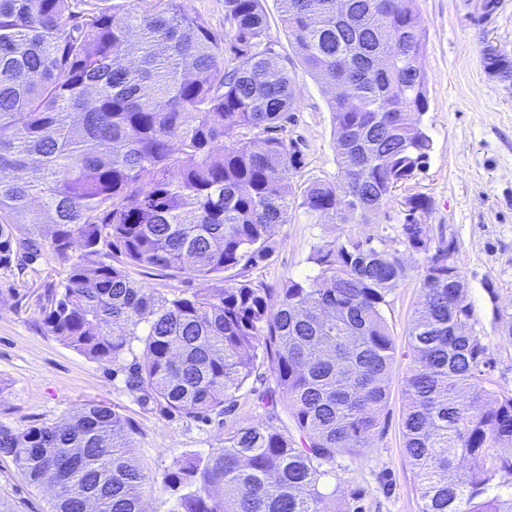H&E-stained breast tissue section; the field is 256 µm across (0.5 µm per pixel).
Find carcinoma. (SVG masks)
<instances>
[{"label": "carcinoma", "instance_id": "cac0c4a2", "mask_svg": "<svg viewBox=\"0 0 512 512\" xmlns=\"http://www.w3.org/2000/svg\"><path fill=\"white\" fill-rule=\"evenodd\" d=\"M344 2L338 13L336 0H280L308 73L345 85L328 99L338 178L310 182L298 202L288 174L299 151L271 135L297 98L262 0H224L222 35L183 0H0V267L43 250L68 266L41 301L43 324L121 369L142 403L222 415L265 364V403L281 395L300 435L242 426L222 448L182 455L165 475L171 512H349L321 487L379 428L395 359L384 308L408 253L426 255L402 423L421 512H512V395L483 385L467 284L423 225H400L402 250L317 245L308 281L225 283L269 256L293 211L367 224L429 158L415 119L428 109L417 0ZM484 58L512 74L507 53ZM236 129L243 138L224 146ZM134 266L203 287L169 297L134 281ZM134 431L87 402L61 422H0V457L52 490L49 512H145Z\"/></svg>", "mask_w": 512, "mask_h": 512}]
</instances>
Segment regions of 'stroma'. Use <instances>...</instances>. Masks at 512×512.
Instances as JSON below:
<instances>
[{"label": "stroma", "mask_w": 512, "mask_h": 512, "mask_svg": "<svg viewBox=\"0 0 512 512\" xmlns=\"http://www.w3.org/2000/svg\"><path fill=\"white\" fill-rule=\"evenodd\" d=\"M269 40L277 61L295 76L298 108L279 137L298 144L301 163L291 172L296 192L314 180L338 176L327 89L296 55L280 21L279 0H263ZM427 35L420 66L427 77L429 108L422 122L433 140L425 167L395 190L369 224H313L303 213L273 233L274 249L247 271L254 284L300 281L317 273L314 247L337 237L372 239L398 247L404 201L427 197L421 222L432 245L453 242L454 261L474 308L470 331L487 348L486 385L512 393V343L502 339L501 315L512 313V79L490 74L486 46L512 55V0H418ZM424 255L407 257L408 275L389 295L385 317L397 348H404L421 296ZM66 273L49 253L24 268L0 269V421L17 428L61 421L81 404L106 403L134 421L135 456L146 476V512H171L174 496L164 482L175 461L190 451L222 447L228 430L248 424L291 426L283 404L267 406L262 394L273 387L268 367L238 392L230 412L208 420L168 415L157 404H142L111 363L92 361L48 333L38 298L59 287ZM409 360L397 355L380 428L362 455L336 460L338 496L358 499L361 512H420L414 475L404 450L402 417ZM0 488L17 512H47L49 493L30 487L7 458L0 457Z\"/></svg>", "instance_id": "35a3bbf8"}]
</instances>
